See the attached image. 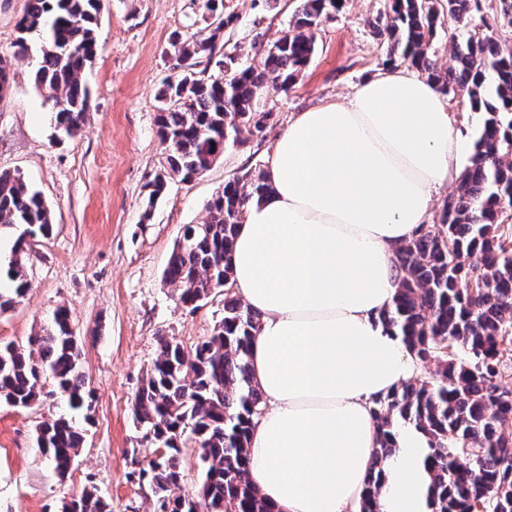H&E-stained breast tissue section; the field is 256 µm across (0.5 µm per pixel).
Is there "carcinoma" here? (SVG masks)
I'll return each instance as SVG.
<instances>
[{
    "mask_svg": "<svg viewBox=\"0 0 512 512\" xmlns=\"http://www.w3.org/2000/svg\"><path fill=\"white\" fill-rule=\"evenodd\" d=\"M482 0H390L374 28L386 45V61L407 62L437 89L467 95L470 109L485 114L469 165L448 197L438 230L426 226L397 253L399 288L382 322L401 337L423 370L418 378L375 399L380 448L358 512H379L384 461L396 451L401 424L428 435L424 465L431 477L429 512H512V399L494 379L512 354V45L470 29ZM212 22L205 34L172 36L176 77L157 95V135L165 147L168 180H189L210 169L229 147L261 135L273 112L264 93H288L311 61L323 21L342 0H298L281 35L260 43L256 65H243L224 48V30L234 16L224 0H202ZM103 0H27L19 22V53L26 35L41 34L36 83L49 91L57 124L78 132L88 94L84 72L97 53L95 31ZM448 29L456 66L441 72L432 51L437 28ZM269 190L265 170L247 169L224 183L206 204L207 219L187 224L164 270L177 301L194 311L218 288L224 316L192 354L162 337L133 405L137 427L162 454L131 475L148 485L156 512H274L248 479L249 435L264 409L249 368V346L262 322L233 287L234 235L249 203ZM24 225L31 237L7 263H0V313L28 289L26 264L32 242L52 232L51 210L41 193L18 174L0 172V229ZM484 288L470 293V281ZM55 330L28 338V345L0 342V399L30 408L51 384L77 411H91V390L80 361L79 337L60 308ZM432 372H426L430 366ZM85 441L84 430L59 418L42 423L37 445L55 470L66 475ZM201 448L199 501L179 494L180 459L188 443ZM62 512H111L90 486L64 503Z\"/></svg>",
    "mask_w": 512,
    "mask_h": 512,
    "instance_id": "cac0c4a2",
    "label": "carcinoma"
}]
</instances>
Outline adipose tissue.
I'll list each match as a JSON object with an SVG mask.
<instances>
[{
    "label": "adipose tissue",
    "instance_id": "adipose-tissue-1",
    "mask_svg": "<svg viewBox=\"0 0 512 512\" xmlns=\"http://www.w3.org/2000/svg\"><path fill=\"white\" fill-rule=\"evenodd\" d=\"M468 155L436 86L406 66L298 113L276 141L272 190L248 206L232 254L236 293L262 315L249 477L274 512H358L379 446L373 402L416 376L380 322L396 251ZM396 442L381 512H427L426 438L407 427Z\"/></svg>",
    "mask_w": 512,
    "mask_h": 512
}]
</instances>
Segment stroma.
<instances>
[{"label": "stroma", "mask_w": 512, "mask_h": 512, "mask_svg": "<svg viewBox=\"0 0 512 512\" xmlns=\"http://www.w3.org/2000/svg\"><path fill=\"white\" fill-rule=\"evenodd\" d=\"M296 0L273 8L265 0H224L237 22L224 43L243 63H257L254 45L275 40L287 27ZM386 0H344L327 19L317 50L288 94L268 97L274 120L245 146L226 149L203 175L171 179L149 202L150 184L163 174L165 151L156 134V94L171 75L166 54L173 32L191 34L206 24L200 0H105L98 50L86 72L89 109L76 137L56 128L46 90L34 82L40 37H27L19 54L18 23L26 0H0V56L12 61L14 79L0 94V171L21 175L40 190L53 213L52 235L27 262L30 288L0 313V339L25 341L51 328L67 308L81 340V363L92 392L89 416L73 414L50 394L28 409L0 402V512H61L87 485L112 512H153L148 487L131 476L132 459L148 465L153 448L132 420L134 396L166 336L192 349L224 315L213 293L198 311L176 299L163 279L182 228L207 218L206 202L225 181L253 164H267L290 117L345 98L386 65L372 24ZM73 418L86 431L67 477H60L35 443L36 425ZM137 457H130V450Z\"/></svg>", "instance_id": "stroma-1"}]
</instances>
